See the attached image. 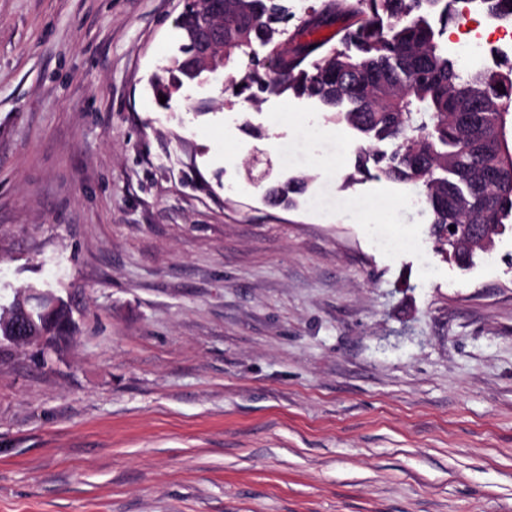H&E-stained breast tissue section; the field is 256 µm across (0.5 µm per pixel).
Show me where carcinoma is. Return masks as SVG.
<instances>
[{"instance_id": "cac0c4a2", "label": "carcinoma", "mask_w": 512, "mask_h": 512, "mask_svg": "<svg viewBox=\"0 0 512 512\" xmlns=\"http://www.w3.org/2000/svg\"><path fill=\"white\" fill-rule=\"evenodd\" d=\"M478 8L512 18V0H476ZM459 0H326L297 25L295 48L279 37L294 15L284 0H224V66L248 57L239 81L244 99L257 108L266 94L291 93L317 100L371 141L394 149L367 150L357 171L401 182L422 183L429 233L439 248L453 253L450 224H489L471 244L476 253L492 249L512 226V162L503 160L500 130L512 113V61L463 72L448 56L443 36L461 12ZM339 45L318 33L338 19ZM200 18L181 12L176 29L180 55L157 80V96L170 98L201 74L184 61L192 56ZM270 48L253 56L254 44ZM495 173L493 181L484 179ZM301 180L272 187L280 202L304 191Z\"/></svg>"}]
</instances>
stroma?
<instances>
[{"mask_svg": "<svg viewBox=\"0 0 512 512\" xmlns=\"http://www.w3.org/2000/svg\"><path fill=\"white\" fill-rule=\"evenodd\" d=\"M182 10L0 0V308L76 321L0 345V512H512V233L457 266L245 61L160 107Z\"/></svg>", "mask_w": 512, "mask_h": 512, "instance_id": "1", "label": "stroma"}]
</instances>
